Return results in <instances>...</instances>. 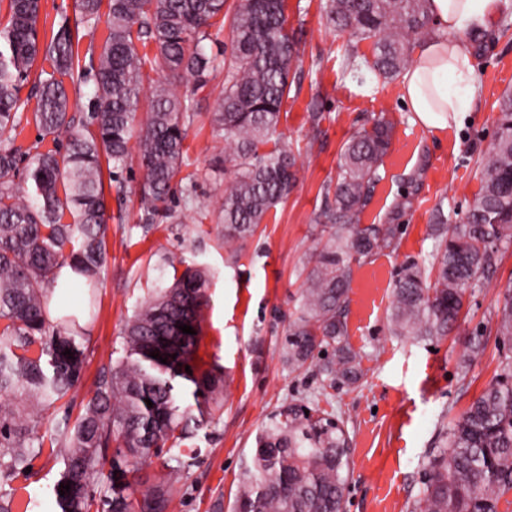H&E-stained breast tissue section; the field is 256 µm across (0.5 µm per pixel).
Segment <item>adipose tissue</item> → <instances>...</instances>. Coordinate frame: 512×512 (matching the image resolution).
Wrapping results in <instances>:
<instances>
[{
  "instance_id": "1",
  "label": "adipose tissue",
  "mask_w": 512,
  "mask_h": 512,
  "mask_svg": "<svg viewBox=\"0 0 512 512\" xmlns=\"http://www.w3.org/2000/svg\"><path fill=\"white\" fill-rule=\"evenodd\" d=\"M512 0H429L437 36L416 48L402 76V100L422 125L444 130L473 107L474 66L458 35L487 27Z\"/></svg>"
}]
</instances>
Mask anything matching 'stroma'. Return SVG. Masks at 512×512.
Listing matches in <instances>:
<instances>
[{
    "label": "stroma",
    "instance_id": "stroma-1",
    "mask_svg": "<svg viewBox=\"0 0 512 512\" xmlns=\"http://www.w3.org/2000/svg\"><path fill=\"white\" fill-rule=\"evenodd\" d=\"M323 4L285 0L288 28L301 50L275 135L296 157L298 181L287 199L246 243L225 241L217 213L228 180L217 162L224 139L210 121L214 96H202L186 139L187 169L196 175L193 203L175 192L173 218L142 224L144 173L138 157H131L124 193L105 192L111 216L106 265L94 286L75 284L65 299L82 326L85 372L76 389L43 411V428L50 432L90 398L100 371L121 354L126 321L153 289L170 284L192 263L213 273L197 355L202 369L222 378L214 394L221 409L184 441L195 461L172 483L169 512H227L258 430L291 402L345 423L352 443L344 512H411L430 449L491 382L504 354L490 318L512 280V247L503 250L482 287L468 289L460 326L448 337L430 343L391 335L387 315L399 267L433 261L436 209L462 223L480 187L478 159L494 141L498 100L512 90V8L488 29L466 34L475 107L461 124L433 131L402 102L400 80L387 82L367 70L350 73L347 56L371 57L372 44L330 27ZM381 113L395 128L361 221L397 224L401 231L396 248L353 265L346 340L360 359L362 377L355 386L335 389L316 369L289 365L286 329L298 313L309 261L328 239L327 226L314 217L336 181L341 152ZM475 335L485 336V350L463 364L462 341ZM62 468L60 457L43 450L30 471L0 483V495L25 499V512H56L52 489Z\"/></svg>",
    "mask_w": 512,
    "mask_h": 512
}]
</instances>
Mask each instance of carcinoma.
Listing matches in <instances>:
<instances>
[{
    "label": "carcinoma",
    "mask_w": 512,
    "mask_h": 512,
    "mask_svg": "<svg viewBox=\"0 0 512 512\" xmlns=\"http://www.w3.org/2000/svg\"><path fill=\"white\" fill-rule=\"evenodd\" d=\"M3 2L8 20L0 27V396L26 398L29 413L16 415L0 405V482L26 471L48 439L63 462L53 486L58 512H167L168 479L150 482L143 464L159 457L169 472L182 470L181 444L193 434L190 425L213 419L208 394L221 382L194 364L207 304L206 271L187 268L140 307L125 326L123 356L96 380L74 424L66 417L64 427L48 437L41 434L40 411L80 383L85 356L75 327L49 324L46 291L66 266L89 284L100 275L112 219L102 161L112 165V181L122 192L120 173L131 141L145 172L142 223L172 214L174 181L192 193L195 174H182L185 140L214 70L207 43L211 27L226 29L217 24L226 0H75V23L61 16L48 37L38 28L41 0ZM428 2L326 0L324 13L336 30L372 42V58L351 64L352 72L364 66L393 80L409 63L412 40L436 33ZM101 22L107 34L99 46H89V66H82L72 26L92 36ZM226 30L230 55L212 121L224 131V169L232 178L218 214L225 239L244 241L298 180L291 150L276 146L261 153L259 146L277 132L288 77L301 59L299 41L288 33L284 0H239ZM151 44L153 53L139 52ZM40 58L52 70L33 72ZM148 70L164 74L166 82L152 87L151 110L137 133ZM32 74V119L54 147L36 146L31 153L15 142L29 105L21 91ZM89 82L93 96L83 106L80 84ZM175 82L187 84L184 94L173 91ZM393 129L382 113L344 146L333 200L316 216L332 232L312 257L299 314L288 321V364L309 363L332 386L350 387L361 378L359 359L346 342L353 263L392 246L400 234L398 224L360 223ZM479 166L481 187L464 222L451 224L437 209L431 225L434 283L428 284L429 274L415 261L397 273L388 316L396 336L447 337L458 327L466 290L479 287L500 250L512 245V92L499 103L495 139ZM21 173L30 185L25 196L15 186ZM492 321L506 349L498 373L430 450L413 512H499L500 500L512 493V283ZM183 324L195 334L182 333ZM322 348L332 354L320 362L316 351ZM67 349L72 356L64 355ZM153 351L167 363L150 357ZM106 459L110 470L97 493L98 466ZM349 476L343 421L290 404L257 434L228 512H343ZM62 483L70 485L63 496Z\"/></svg>",
    "instance_id": "1"
}]
</instances>
